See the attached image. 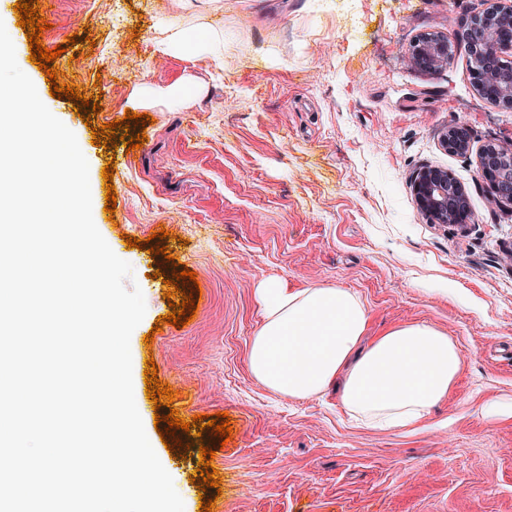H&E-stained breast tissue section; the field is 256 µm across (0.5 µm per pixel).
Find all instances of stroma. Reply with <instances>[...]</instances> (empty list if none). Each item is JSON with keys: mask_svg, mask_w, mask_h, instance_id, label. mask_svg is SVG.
<instances>
[{"mask_svg": "<svg viewBox=\"0 0 512 512\" xmlns=\"http://www.w3.org/2000/svg\"><path fill=\"white\" fill-rule=\"evenodd\" d=\"M39 2L43 45L65 48L57 79L87 105L50 95L27 42L16 43V60L75 134L93 221L145 297L130 337L135 400L185 512L211 498V512H512V417L482 411L487 399H512V209L493 201L478 164L489 141L512 139V109L479 97L462 40L465 18L512 0ZM172 29L219 34L224 48L164 52ZM426 31L452 45L438 74L404 63ZM183 82L198 90L191 102L149 107L150 125L115 129L146 133L142 148L93 144V130L123 119L135 92ZM454 121L471 132L463 155L439 140ZM425 166L466 188L473 223L433 224L418 211L410 183ZM130 238L151 250L128 247ZM159 245L172 259L153 254ZM171 277L196 296L183 327L157 323L173 311ZM271 280L351 290L370 340L412 322L444 332L462 357L447 399L422 425L385 430L353 422L335 389L310 399L268 391L249 347L262 321L256 290ZM149 358L176 392L172 407L147 396ZM173 408L188 421L227 413L231 441L208 430L161 439L154 416ZM203 446L221 477L204 493L190 482Z\"/></svg>", "mask_w": 512, "mask_h": 512, "instance_id": "35a3bbf8", "label": "stroma"}]
</instances>
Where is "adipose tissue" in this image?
I'll return each mask as SVG.
<instances>
[{"label": "adipose tissue", "instance_id": "1", "mask_svg": "<svg viewBox=\"0 0 512 512\" xmlns=\"http://www.w3.org/2000/svg\"><path fill=\"white\" fill-rule=\"evenodd\" d=\"M256 294L262 322L250 341L249 366L274 394L305 399L338 382L356 421L414 428L447 398L460 373L456 345L425 323L364 343L367 310L349 290L267 283Z\"/></svg>", "mask_w": 512, "mask_h": 512}]
</instances>
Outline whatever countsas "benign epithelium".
<instances>
[{
	"label": "benign epithelium",
	"instance_id": "7a95c632",
	"mask_svg": "<svg viewBox=\"0 0 512 512\" xmlns=\"http://www.w3.org/2000/svg\"><path fill=\"white\" fill-rule=\"evenodd\" d=\"M476 29L478 45L472 48L475 60L473 75L477 93L484 99L512 108V71L497 63L512 53V10L493 7L476 14L466 22L464 33ZM452 58L448 36L440 32H424L410 43L405 64L428 73L448 67ZM442 146L451 153L465 154L470 148L468 129L452 122L440 135ZM481 174L492 189L503 183L512 187V144L485 145L479 157ZM411 187L419 210L434 224H463L473 220L466 188L448 171L424 167L412 178Z\"/></svg>",
	"mask_w": 512,
	"mask_h": 512
}]
</instances>
